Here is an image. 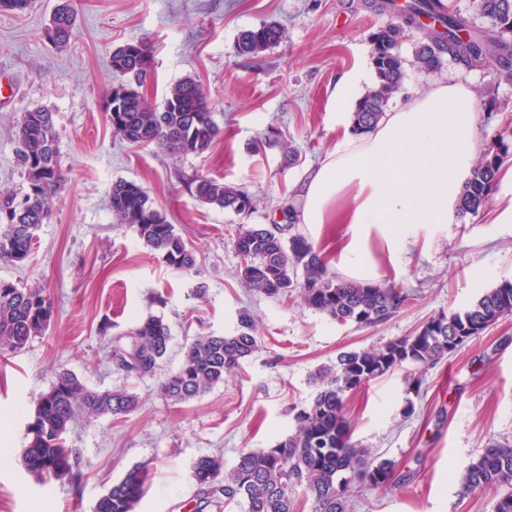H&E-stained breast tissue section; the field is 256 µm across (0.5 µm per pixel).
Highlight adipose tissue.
Segmentation results:
<instances>
[{"label": "adipose tissue", "mask_w": 512, "mask_h": 512, "mask_svg": "<svg viewBox=\"0 0 512 512\" xmlns=\"http://www.w3.org/2000/svg\"><path fill=\"white\" fill-rule=\"evenodd\" d=\"M363 79L351 72L332 94L344 128ZM476 112L473 90L447 79L413 91L362 134L345 128L302 189L300 223L348 225L341 254L347 271L352 279L377 281L371 236L385 240L396 262L422 225L457 218L460 192L482 149Z\"/></svg>", "instance_id": "adipose-tissue-1"}]
</instances>
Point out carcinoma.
Instances as JSON below:
<instances>
[{
  "mask_svg": "<svg viewBox=\"0 0 512 512\" xmlns=\"http://www.w3.org/2000/svg\"><path fill=\"white\" fill-rule=\"evenodd\" d=\"M372 7L392 12L397 22L372 40L374 86L362 95L351 118V131L360 134L377 124L389 100L404 89L407 60L398 45L419 31L412 65L432 71L443 59L472 69L494 66L512 76V0H476V9L488 21L472 24L442 0H376ZM77 28V13L69 3L54 11L45 35L63 51ZM283 31L264 24L243 31L237 48L259 59L280 42ZM128 46L112 51L109 64L125 80L110 88L105 100L112 104L109 123L128 144L153 146L172 156L200 154L221 134L212 106L201 85L185 78L172 85L161 108L151 107L139 88L148 77ZM16 166L26 187L21 192L0 191V262L17 264L31 254L38 231L51 215L54 200L65 181L59 160L54 112L36 106L23 113L17 125ZM509 146L493 143L477 159L458 199L459 215L477 213L491 199ZM192 193L202 202L237 215L252 213L251 196L239 187L198 176ZM110 205L117 223L133 229L137 237L159 254L171 268L190 271L195 250L159 211L148 191L125 179L112 182ZM283 224H253L232 240L242 259L238 278L250 291L269 299L298 296L304 304L339 323L359 328L386 321L412 300L409 291L386 282L363 283L346 279L328 268L319 247L295 231L296 212L282 211ZM53 302L40 288L19 287L0 280V352L20 353L47 330ZM512 315V281L504 280L462 311H444L431 317L412 335L383 346L340 353L336 362L313 375L316 392L294 415L295 431L272 448H243L229 474L219 455L198 458L191 476L207 503L221 508L245 503L246 512H297L294 488H304L311 512H350L352 499L368 486L394 483L395 463L375 455L352 439L346 413L349 394L397 369L411 366L410 397L403 416L416 413L423 373L447 358L487 328ZM171 332L163 317L141 319L125 339H115L109 359L128 377L153 374L167 358ZM258 348L251 313H239L235 328L224 335L194 337L185 346L178 370L159 382L161 395L170 401H190L224 382ZM138 397L125 388L94 390L77 375L58 372L49 390L37 402L26 431L22 464L40 478L72 479L74 449L68 436L80 417H119L133 412ZM148 469L136 466L103 495L95 512H133L144 493ZM496 496L495 512H512V447L491 445L470 463L461 479L460 493Z\"/></svg>",
  "mask_w": 512,
  "mask_h": 512,
  "instance_id": "obj_1",
  "label": "carcinoma"
}]
</instances>
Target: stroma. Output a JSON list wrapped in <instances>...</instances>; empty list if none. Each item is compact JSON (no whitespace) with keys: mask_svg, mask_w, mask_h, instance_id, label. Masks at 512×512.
Wrapping results in <instances>:
<instances>
[{"mask_svg":"<svg viewBox=\"0 0 512 512\" xmlns=\"http://www.w3.org/2000/svg\"><path fill=\"white\" fill-rule=\"evenodd\" d=\"M56 4L31 0L25 11H0V190L23 185L15 132L22 113L35 106L55 114L66 175L33 253L23 263L0 264V279L45 288L54 306L44 335L20 354L0 356V512H94L138 465L148 466L150 477L135 512H217L191 478L198 458L223 456L232 470L239 449L268 448L293 431L294 408L316 392L312 374L339 353L411 335L429 317L464 309L512 281V223L499 221L512 209L507 179L478 214L424 226L400 266L371 238L381 280L414 295L377 326L337 323L295 296H256L237 276L233 236L300 205L304 180L342 134L331 90L353 70L366 76L361 90L373 86L370 36L393 23L392 14L365 0H72L78 29L60 51L44 36ZM265 23L282 27L281 42L259 60L238 54L239 33ZM140 41L152 48L142 87L151 106H162L168 88L187 77L205 89L221 128L205 152L174 158L113 134L103 111L104 94L117 82L110 55ZM447 76L475 92L483 142L501 137L512 144V77L447 59L431 72L407 67L405 87ZM272 131L298 149L299 164L284 166L279 148L257 150ZM200 175L245 190L253 213L200 202L189 189ZM120 178L142 185L192 244L194 269L173 270L116 223L109 189ZM245 308L260 347L241 369L188 402L161 397L158 377L178 369L186 343L229 331ZM151 314L170 326L169 355L158 376H126L108 359L112 340ZM63 369L95 390L127 388L138 406L118 418L79 419L68 437L76 450L74 479L43 481L24 469L21 455L37 400ZM407 374L397 370L347 399L354 440L396 461L406 476L392 488L363 489L352 512H495L494 495L461 496L459 482L487 445H512V315L426 371L425 394L409 419L402 415Z\"/></svg>","mask_w":512,"mask_h":512,"instance_id":"1","label":"stroma"}]
</instances>
